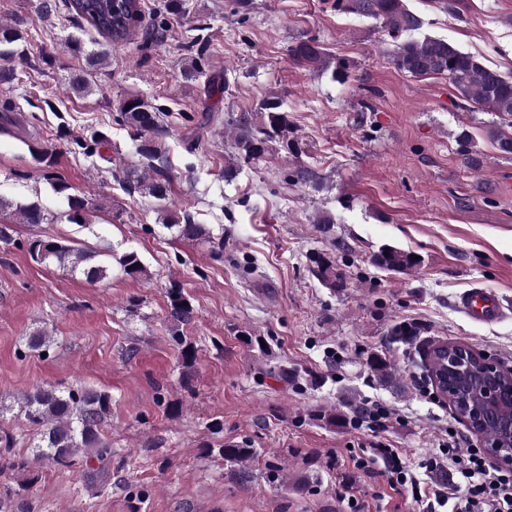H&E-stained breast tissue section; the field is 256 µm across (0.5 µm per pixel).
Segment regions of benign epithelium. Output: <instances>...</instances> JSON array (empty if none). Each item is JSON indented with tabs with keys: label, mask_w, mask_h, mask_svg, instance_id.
<instances>
[{
	"label": "benign epithelium",
	"mask_w": 512,
	"mask_h": 512,
	"mask_svg": "<svg viewBox=\"0 0 512 512\" xmlns=\"http://www.w3.org/2000/svg\"><path fill=\"white\" fill-rule=\"evenodd\" d=\"M436 392L463 412L474 433L498 417L504 407L512 408V373L493 359L464 344L447 348L442 368L431 375ZM502 439L484 441L490 455L512 463V422L501 424Z\"/></svg>",
	"instance_id": "1"
}]
</instances>
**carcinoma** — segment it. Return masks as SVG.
<instances>
[{"label": "carcinoma", "instance_id": "obj_1", "mask_svg": "<svg viewBox=\"0 0 512 512\" xmlns=\"http://www.w3.org/2000/svg\"><path fill=\"white\" fill-rule=\"evenodd\" d=\"M139 0H68L67 8L77 17L87 21L111 43L127 40L142 22ZM336 8L361 17L374 19L391 33L396 40L392 62L396 69L414 77L445 74L448 81L468 102L485 112H490L512 128V76L479 64L471 55L460 51L444 38L420 35L422 18L409 10L404 0H336ZM21 35L11 26L0 24V82L15 79L13 63L23 59L18 43ZM292 59L301 64L314 65L325 62L324 49L312 41H300L289 49ZM262 126L255 132H245L237 140L239 153L246 158L263 155L269 143L288 130V115L281 110V103L265 101L260 105ZM121 118L140 138L139 152L149 162L164 163L165 151L158 133L159 109L149 105L137 95L128 96L120 105ZM496 148L512 154V133L502 128L489 130ZM127 182L135 191L163 203L170 196V182L165 171L157 168L155 174L129 171ZM55 193L67 205V220L81 228H89L87 219L89 201L85 196L70 192L71 186L62 179L47 175ZM15 208L20 224H40L44 214L36 203L15 206L0 199V214ZM178 236L192 241H205L209 231L201 224L169 220ZM30 257L39 263H57L72 272L82 274L91 283L101 281L112 273V265L93 262V255L80 251L61 240L36 239L29 243ZM383 268L401 273L416 264L414 257L401 249L384 247L376 255ZM120 272L130 278L143 276L146 269L134 252L115 258ZM171 313L182 320L190 318L192 309L178 289L170 291ZM373 372L382 379L394 376L390 363L376 355L368 357ZM112 397L106 392L91 388H70L54 385L39 386L22 394L16 400L17 416L36 432V441L30 444L34 455H0V472L31 468L34 461H47L57 467H68L80 452L97 461L112 457V446L102 438L100 426L110 412ZM219 456L230 463L242 464L252 455V450L239 444H228L217 449Z\"/></svg>", "mask_w": 512, "mask_h": 512}]
</instances>
